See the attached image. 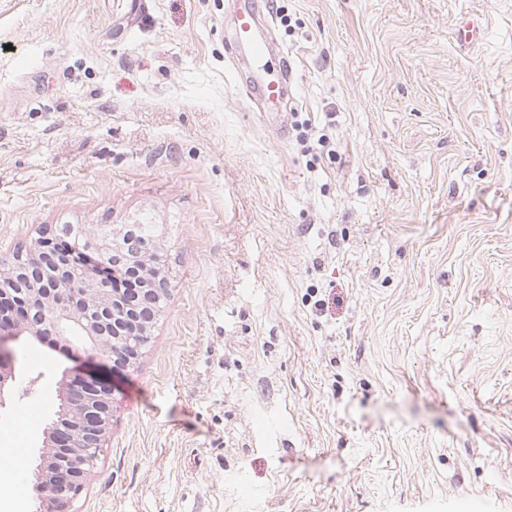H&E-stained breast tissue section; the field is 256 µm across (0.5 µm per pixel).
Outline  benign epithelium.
Instances as JSON below:
<instances>
[{
	"label": "benign epithelium",
	"mask_w": 512,
	"mask_h": 512,
	"mask_svg": "<svg viewBox=\"0 0 512 512\" xmlns=\"http://www.w3.org/2000/svg\"><path fill=\"white\" fill-rule=\"evenodd\" d=\"M106 243L84 247L82 260L68 255L35 252L19 260L12 283H0V404L14 389L15 376L6 370L11 359L6 344L19 336L38 341L56 336L74 339L97 351L117 373L132 367L149 340L146 324L157 317L156 306L168 292L161 273L139 296L126 298L97 281V292L87 291L83 271L112 265L140 268L141 249L136 225H103ZM56 419L44 431L46 451L37 474L47 486L39 512H71L81 487L83 466L98 457L109 433L112 405L109 385L99 377L76 378L58 394Z\"/></svg>",
	"instance_id": "benign-epithelium-1"
}]
</instances>
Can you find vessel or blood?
I'll return each instance as SVG.
<instances>
[{"instance_id": "1", "label": "vessel or blood", "mask_w": 512, "mask_h": 512, "mask_svg": "<svg viewBox=\"0 0 512 512\" xmlns=\"http://www.w3.org/2000/svg\"><path fill=\"white\" fill-rule=\"evenodd\" d=\"M256 0H239L235 11V28L232 41L238 59L251 64L253 86L269 102L279 101L284 94L289 68L280 65L276 76L266 74V58L271 44L258 21Z\"/></svg>"}]
</instances>
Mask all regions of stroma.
<instances>
[{"label": "stroma", "instance_id": "obj_1", "mask_svg": "<svg viewBox=\"0 0 512 512\" xmlns=\"http://www.w3.org/2000/svg\"><path fill=\"white\" fill-rule=\"evenodd\" d=\"M263 12L265 114L229 0H0V260L149 217L169 281L119 375L10 342L0 432L94 372L75 512H512V0Z\"/></svg>", "mask_w": 512, "mask_h": 512}]
</instances>
